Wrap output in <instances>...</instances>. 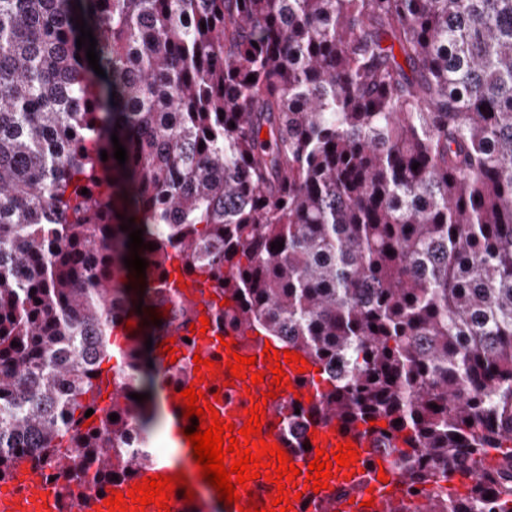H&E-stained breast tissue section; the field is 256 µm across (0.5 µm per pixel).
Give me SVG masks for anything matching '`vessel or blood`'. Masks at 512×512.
<instances>
[{
	"instance_id": "vessel-or-blood-1",
	"label": "vessel or blood",
	"mask_w": 512,
	"mask_h": 512,
	"mask_svg": "<svg viewBox=\"0 0 512 512\" xmlns=\"http://www.w3.org/2000/svg\"><path fill=\"white\" fill-rule=\"evenodd\" d=\"M184 294L197 315H212L211 304L215 296L209 289L199 287L193 282L187 286ZM232 341L237 344L233 350L228 347ZM174 346L178 360L182 363L193 360L197 355L223 363L229 360L231 352L236 351L244 356L256 357L257 370L263 371L267 368L263 355L265 339L249 330L228 329L221 332L212 325L206 333L192 334L185 341L176 340ZM189 379L196 382L199 390L206 395L215 396L214 407L220 418L234 424L238 429L242 428L246 420V409L254 406L256 402H264L266 413L262 419L263 435L269 436L272 443L287 449L290 460L300 471H307L309 462L316 456V448H323L329 454L337 444L343 442L355 446L359 454L355 466L335 473L328 488L315 492L305 482H298L297 489L302 497L293 501L292 512H387L390 504L402 498L405 487L395 473H388L386 481H379V464L383 456L372 452L371 438L366 434L363 425L353 426L335 420L317 426L315 438L306 440L304 447H289L281 430L280 419L275 416L274 410L276 406H285L297 399L305 404L316 401L319 388L314 367H307L302 373L287 369L286 388L281 389L277 399L268 401L262 398L263 393L268 390V385L264 382L248 389L245 388L243 380L228 382L226 375L211 376L209 368L206 367L201 368L200 372L190 373ZM163 390L178 448L182 454L193 455L194 449L186 435L194 431L195 426L192 421L182 417V408L175 399L179 389L167 383ZM130 488V483L121 482L115 484L110 491L89 490L80 499L79 508L81 512H109L105 501L110 492L125 493ZM57 493V486L41 471L24 466L12 477L0 480V512H60Z\"/></svg>"
}]
</instances>
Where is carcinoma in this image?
<instances>
[{
  "label": "carcinoma",
  "instance_id": "1",
  "mask_svg": "<svg viewBox=\"0 0 512 512\" xmlns=\"http://www.w3.org/2000/svg\"><path fill=\"white\" fill-rule=\"evenodd\" d=\"M130 218L150 353L188 323L177 259L219 329L320 367L283 429L378 422L390 512H512V0H0V480L155 463L137 331L99 403Z\"/></svg>",
  "mask_w": 512,
  "mask_h": 512
}]
</instances>
